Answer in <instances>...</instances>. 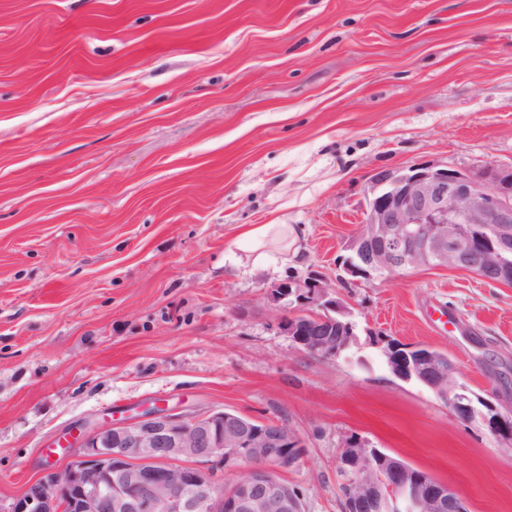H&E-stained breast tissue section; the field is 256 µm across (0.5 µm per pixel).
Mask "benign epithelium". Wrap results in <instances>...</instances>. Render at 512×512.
Listing matches in <instances>:
<instances>
[{
	"mask_svg": "<svg viewBox=\"0 0 512 512\" xmlns=\"http://www.w3.org/2000/svg\"><path fill=\"white\" fill-rule=\"evenodd\" d=\"M366 198L338 283L421 267L512 283V163L478 174L449 164L378 169ZM268 298L281 306L278 326L300 350L336 358L357 343L348 302L327 280L283 281ZM384 356L394 376L424 384L457 421L512 441V417L460 383L447 355L391 342ZM301 455L299 440L276 421L227 410L183 415L146 408L94 426L73 460L62 470L46 465L9 512H302L299 490L279 477ZM229 465L245 472L224 485L217 467ZM340 468L345 512H465L454 488L359 438L345 441Z\"/></svg>",
	"mask_w": 512,
	"mask_h": 512,
	"instance_id": "1",
	"label": "benign epithelium"
}]
</instances>
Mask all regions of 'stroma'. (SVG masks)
<instances>
[{
    "instance_id": "stroma-1",
    "label": "stroma",
    "mask_w": 512,
    "mask_h": 512,
    "mask_svg": "<svg viewBox=\"0 0 512 512\" xmlns=\"http://www.w3.org/2000/svg\"><path fill=\"white\" fill-rule=\"evenodd\" d=\"M511 162L512 0H0V512L150 404L286 425L303 512H343L351 437L512 512V445L383 354L445 352L512 411V286H351L358 342L327 359L267 299L334 281L373 170ZM254 224L294 228L283 271L238 264Z\"/></svg>"
}]
</instances>
